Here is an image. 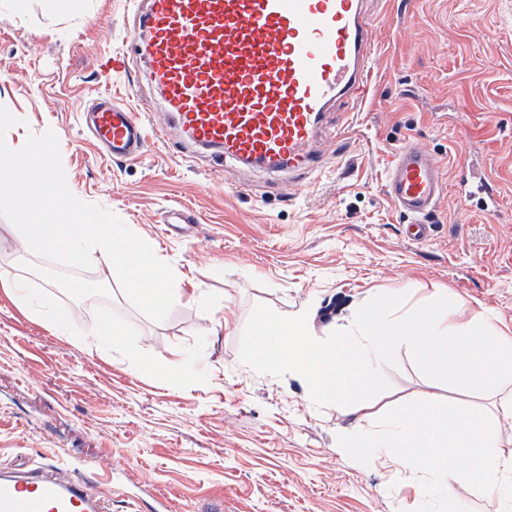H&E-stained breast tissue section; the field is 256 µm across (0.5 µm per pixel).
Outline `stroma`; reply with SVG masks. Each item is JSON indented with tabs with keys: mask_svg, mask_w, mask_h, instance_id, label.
<instances>
[{
	"mask_svg": "<svg viewBox=\"0 0 512 512\" xmlns=\"http://www.w3.org/2000/svg\"><path fill=\"white\" fill-rule=\"evenodd\" d=\"M132 18L127 0H0V105L20 120L8 146L53 132L71 193L148 242L181 293L153 321L106 269L15 253L0 217V266L75 318L74 335H60L0 287V470L62 477L109 459L108 512H417L419 476L352 460L337 443L349 417L315 406L294 374L244 365L239 340L259 303L282 315L314 306L322 340L376 293L405 287L448 289L464 304L449 320L487 313L512 333V0H376L372 93L336 102L317 143L323 168L293 181L156 140L134 161L103 156L80 122L95 94L165 123L141 64L118 78L98 67L125 48ZM345 122L353 142L339 156ZM407 142L445 180L420 244L382 191ZM483 181L498 198L490 210L475 193ZM177 208L192 223L167 224ZM105 316L125 326L128 349L79 342ZM190 352L196 379H173ZM137 356L157 373H137ZM383 371L391 388L375 416L423 392L491 408L425 377L407 347Z\"/></svg>",
	"mask_w": 512,
	"mask_h": 512,
	"instance_id": "35a3bbf8",
	"label": "stroma"
}]
</instances>
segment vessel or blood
<instances>
[{
	"label": "vessel or blood",
	"mask_w": 512,
	"mask_h": 512,
	"mask_svg": "<svg viewBox=\"0 0 512 512\" xmlns=\"http://www.w3.org/2000/svg\"><path fill=\"white\" fill-rule=\"evenodd\" d=\"M129 41L191 148L271 174L317 170L315 139L329 107L368 92V0H132ZM85 125L112 158L141 157L150 140L138 113L100 97ZM385 195L416 242L443 190L440 166L411 143L391 159ZM0 512H106L87 476L0 477Z\"/></svg>",
	"instance_id": "obj_1"
}]
</instances>
